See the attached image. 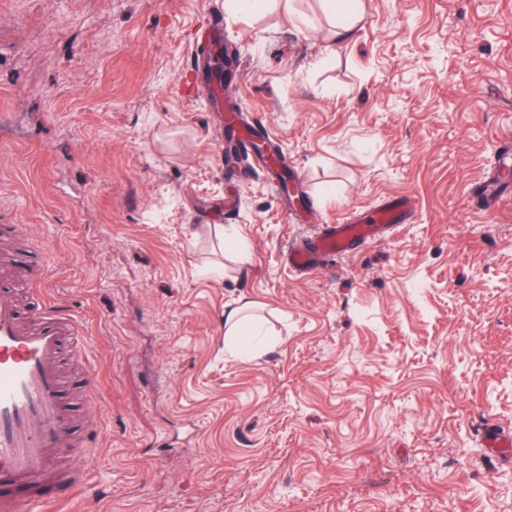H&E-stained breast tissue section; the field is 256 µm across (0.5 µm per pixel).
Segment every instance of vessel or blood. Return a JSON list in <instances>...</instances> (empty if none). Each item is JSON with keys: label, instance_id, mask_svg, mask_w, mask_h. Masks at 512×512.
Listing matches in <instances>:
<instances>
[{"label": "vessel or blood", "instance_id": "1", "mask_svg": "<svg viewBox=\"0 0 512 512\" xmlns=\"http://www.w3.org/2000/svg\"><path fill=\"white\" fill-rule=\"evenodd\" d=\"M406 200L376 207L369 222L345 218L325 225L308 244L287 250L289 268L306 271L321 259L347 254L406 223ZM26 280L45 288L47 270L32 274L14 257H0V284ZM82 353L74 317L51 300L22 319L15 297L0 295V512H51L55 502L82 488V473L63 468L57 451L70 437V416L60 402V360L65 346Z\"/></svg>", "mask_w": 512, "mask_h": 512}]
</instances>
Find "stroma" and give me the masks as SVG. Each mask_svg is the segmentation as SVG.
Instances as JSON below:
<instances>
[{
	"label": "stroma",
	"instance_id": "1",
	"mask_svg": "<svg viewBox=\"0 0 512 512\" xmlns=\"http://www.w3.org/2000/svg\"><path fill=\"white\" fill-rule=\"evenodd\" d=\"M363 4L331 54L322 0H0V225L85 338L59 512H512L481 438L512 432V188L478 193L512 143V0ZM210 30L303 204L225 163ZM400 197L385 238L284 263Z\"/></svg>",
	"mask_w": 512,
	"mask_h": 512
}]
</instances>
